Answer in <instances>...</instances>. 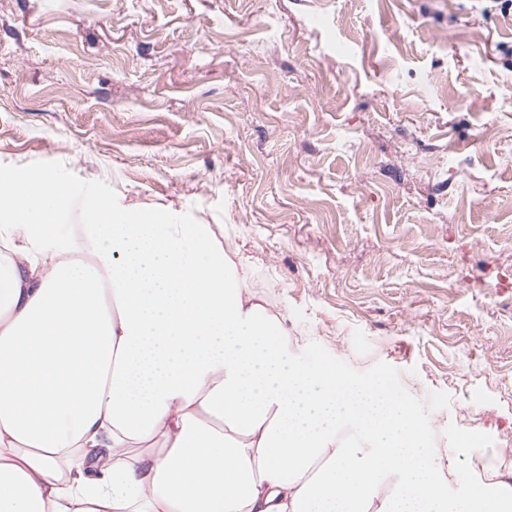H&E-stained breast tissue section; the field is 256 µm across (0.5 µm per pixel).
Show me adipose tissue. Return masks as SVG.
<instances>
[{"label":"adipose tissue","instance_id":"ef3b65f1","mask_svg":"<svg viewBox=\"0 0 512 512\" xmlns=\"http://www.w3.org/2000/svg\"><path fill=\"white\" fill-rule=\"evenodd\" d=\"M69 194L0 177V512H467L385 380L289 358L208 225L92 193L74 240Z\"/></svg>","mask_w":512,"mask_h":512}]
</instances>
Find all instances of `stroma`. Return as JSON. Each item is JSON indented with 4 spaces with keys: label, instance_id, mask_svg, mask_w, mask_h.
I'll return each instance as SVG.
<instances>
[{
    "label": "stroma",
    "instance_id": "35a3bbf8",
    "mask_svg": "<svg viewBox=\"0 0 512 512\" xmlns=\"http://www.w3.org/2000/svg\"><path fill=\"white\" fill-rule=\"evenodd\" d=\"M1 173L62 177L66 235L90 190L209 225L290 358L410 401L450 499L512 488V9L0 0Z\"/></svg>",
    "mask_w": 512,
    "mask_h": 512
}]
</instances>
